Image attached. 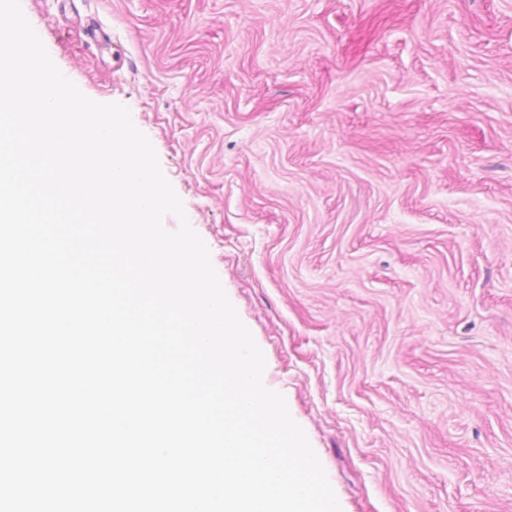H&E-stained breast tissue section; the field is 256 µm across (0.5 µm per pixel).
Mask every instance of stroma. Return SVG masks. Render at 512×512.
<instances>
[{"label":"stroma","mask_w":512,"mask_h":512,"mask_svg":"<svg viewBox=\"0 0 512 512\" xmlns=\"http://www.w3.org/2000/svg\"><path fill=\"white\" fill-rule=\"evenodd\" d=\"M20 3L153 144L341 512H512V0Z\"/></svg>","instance_id":"1"}]
</instances>
